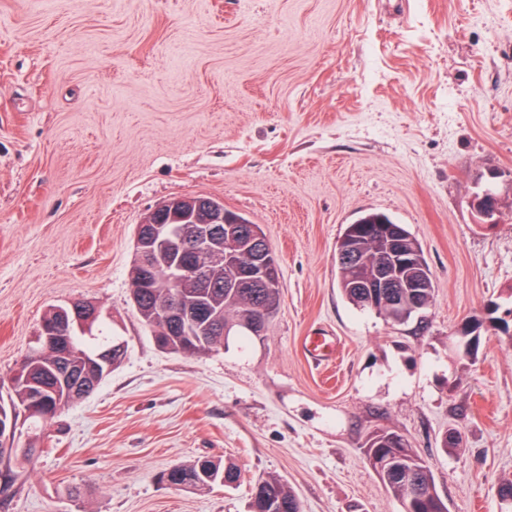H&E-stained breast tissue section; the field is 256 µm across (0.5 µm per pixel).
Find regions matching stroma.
Segmentation results:
<instances>
[{
  "instance_id": "35a3bbf8",
  "label": "stroma",
  "mask_w": 512,
  "mask_h": 512,
  "mask_svg": "<svg viewBox=\"0 0 512 512\" xmlns=\"http://www.w3.org/2000/svg\"><path fill=\"white\" fill-rule=\"evenodd\" d=\"M194 196L262 227L281 306L264 339L189 356L141 323L128 269L143 217ZM367 210L422 244L425 316L339 292L336 242ZM78 299L126 357L41 423L0 512H247L270 475L302 512H402L364 459L377 430L429 463L448 512H500L512 335L481 327L469 356L461 329L512 307V0H0V382ZM316 332L333 362L308 356ZM203 457L236 486L159 482Z\"/></svg>"
}]
</instances>
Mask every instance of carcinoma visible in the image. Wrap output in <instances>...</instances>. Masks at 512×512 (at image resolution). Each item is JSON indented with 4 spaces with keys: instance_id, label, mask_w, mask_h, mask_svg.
Here are the masks:
<instances>
[{
    "instance_id": "1",
    "label": "carcinoma",
    "mask_w": 512,
    "mask_h": 512,
    "mask_svg": "<svg viewBox=\"0 0 512 512\" xmlns=\"http://www.w3.org/2000/svg\"><path fill=\"white\" fill-rule=\"evenodd\" d=\"M231 224L245 230V237L233 241L226 238L210 243L212 260L211 273L205 282L186 279L178 288H146L138 292L133 300L135 310L142 322L155 335L159 347L171 353L197 355L216 351L225 346L229 337L240 330L231 324L237 316L253 309L265 311L272 319L281 304L279 288L280 269L258 224H253L242 215L224 210ZM375 224H391L399 229L394 237H376L366 231ZM399 249L412 251L417 261L406 267H391L392 277L409 284L397 289L399 314L392 318L387 303L373 296L372 281L376 278L377 266L384 257H390ZM255 256L262 272L249 286H234L233 269L236 268L243 252ZM336 279L342 295L356 308L372 311L387 321L403 324L413 316L423 313L432 305L435 288L432 271L420 242L403 224L394 222L390 216L379 211H365L351 224L346 225L336 243ZM193 309L204 311L203 321L210 319L215 325L203 336H163L158 322L159 310L171 304L173 297ZM71 349L67 357L60 356L57 347L49 350H34L22 363V374L10 379L7 395L0 397V413L13 418L14 430L26 425L34 426L41 420H51L61 411L74 405L69 380L79 382L82 388L80 399H86L108 376L105 367L97 359L99 352L115 346L117 339L108 327L99 321L90 336H82L72 330L67 336ZM46 388L44 418L28 414L30 384ZM393 436L389 431H376L369 435L363 451L364 456L392 452ZM405 456L393 467H383L374 473L389 494L397 499L407 512H448L446 504L438 495L435 477L430 465L419 457L414 449L404 448ZM206 477L198 472L200 461L177 466L180 476L178 484L190 486L199 492L210 490L215 485L229 487L240 478V473L231 464L207 461ZM0 480L13 487L22 473L13 469L11 455L5 453L4 442L0 440ZM250 505L259 512H301V503L296 493L281 480L269 477L257 480L251 491Z\"/></svg>"
}]
</instances>
